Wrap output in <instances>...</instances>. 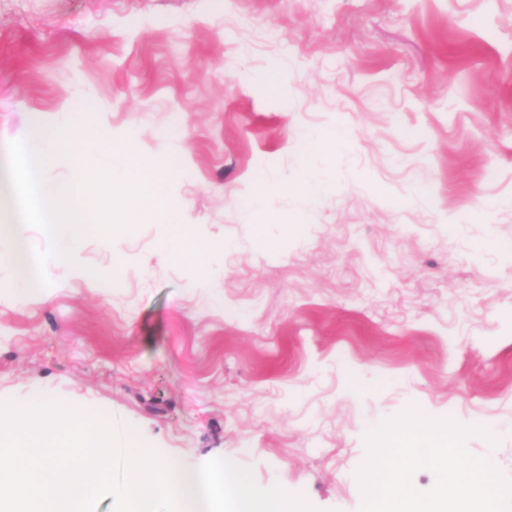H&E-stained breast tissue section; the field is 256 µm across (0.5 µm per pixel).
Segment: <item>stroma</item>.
<instances>
[{"label": "stroma", "instance_id": "1", "mask_svg": "<svg viewBox=\"0 0 512 512\" xmlns=\"http://www.w3.org/2000/svg\"><path fill=\"white\" fill-rule=\"evenodd\" d=\"M73 109L177 172L218 270L154 224L85 242L115 284L32 302L0 265V404L83 406L316 512H359L368 429L411 405L512 479V0H0V150ZM261 190L296 218L265 245Z\"/></svg>", "mask_w": 512, "mask_h": 512}]
</instances>
